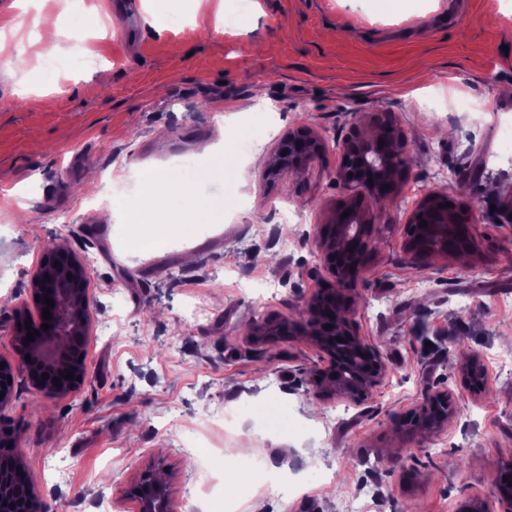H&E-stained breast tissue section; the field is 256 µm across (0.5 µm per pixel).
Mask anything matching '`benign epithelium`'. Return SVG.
<instances>
[{
    "label": "benign epithelium",
    "mask_w": 512,
    "mask_h": 512,
    "mask_svg": "<svg viewBox=\"0 0 512 512\" xmlns=\"http://www.w3.org/2000/svg\"><path fill=\"white\" fill-rule=\"evenodd\" d=\"M287 154H282V151ZM323 154L322 140L310 129L298 127L277 151L279 164L270 173L290 172ZM337 181L368 188L370 201L360 197L350 199L332 213L330 224L315 239V248L322 267L334 278L335 285L324 288L306 303L309 335L315 345L329 357V366L315 373L317 386L326 396L358 400L371 395L386 377L387 367L382 355L353 329L354 285L363 266L369 234L373 227V202L382 200L379 185L387 183L396 189L395 172L408 165L407 141L391 123L382 122L371 135L358 132L344 141ZM448 198L436 193L424 195L407 217L403 252L413 264L444 256L467 261L478 251L471 225L472 207L461 204L445 206ZM349 215H344V212ZM31 294L39 297L37 311L46 308L44 298L54 301L51 319L39 317V326L25 327L27 311L18 310L11 331L15 356L0 369V384L9 382L19 372L27 374L33 388L47 396L64 398L83 384L84 361L89 333L93 297L86 267L78 256L60 248H52L44 264L35 271L30 282ZM49 329L43 330L42 325ZM38 331L35 340H27L28 331ZM282 334V327L270 322L253 328L251 336L257 342L270 343ZM343 339L344 349L331 345L330 337ZM30 360H25V357ZM48 378H42V373ZM67 368L73 378L56 383L55 374ZM465 385L474 393L485 391L487 374L480 357L471 355L461 367ZM454 414L452 393L438 389L411 412L414 420H423L424 427L438 429L447 425ZM17 443L11 432L0 427V503L6 499L9 472L6 465L20 464ZM132 498L135 512H172L166 487L158 484L150 472L142 475Z\"/></svg>",
    "instance_id": "obj_1"
}]
</instances>
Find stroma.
Returning <instances> with one entry per match:
<instances>
[{
  "label": "stroma",
  "instance_id": "1",
  "mask_svg": "<svg viewBox=\"0 0 512 512\" xmlns=\"http://www.w3.org/2000/svg\"><path fill=\"white\" fill-rule=\"evenodd\" d=\"M115 0H0V359L14 357V313L36 316L29 282L47 248L94 255L96 305L84 384L63 399L16 377L0 422L47 512H134L129 491L164 473L174 512H211L200 484L218 478L242 512H458L477 499L504 512L498 474L512 460V0H250L231 27L214 23L234 0H137L132 31ZM50 18L21 32L23 11ZM98 66L84 67L87 48ZM59 51L65 69L44 61ZM235 103V111L224 109ZM493 110L479 114L481 104ZM224 114L215 126L213 112ZM391 121L409 167L378 206L355 291L354 326L387 365L361 401L320 397L328 364L305 334V301L331 283L315 238L336 205L363 193L336 180L353 128ZM326 146L302 170L269 175L288 131ZM263 147L249 162L227 146ZM211 146L198 151L199 143ZM476 168L468 263L411 265L402 250L413 203L459 199V171ZM175 181L210 202L203 223L170 201L172 222L151 248L135 224L146 182ZM306 223L284 224L281 205ZM207 316L194 320L192 309ZM287 321L274 343L251 341L254 318ZM464 348H450L457 337ZM479 355L490 395L464 385ZM453 392L447 426L399 423L439 382ZM285 428H268L272 404ZM346 467H338V457Z\"/></svg>",
  "mask_w": 512,
  "mask_h": 512
}]
</instances>
